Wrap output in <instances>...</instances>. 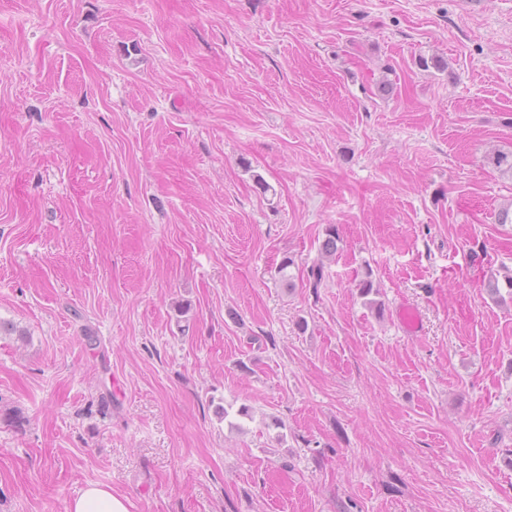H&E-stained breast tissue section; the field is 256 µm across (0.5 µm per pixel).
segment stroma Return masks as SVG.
<instances>
[{
  "label": "stroma",
  "instance_id": "1",
  "mask_svg": "<svg viewBox=\"0 0 512 512\" xmlns=\"http://www.w3.org/2000/svg\"><path fill=\"white\" fill-rule=\"evenodd\" d=\"M497 151L512 0H0V512H512ZM70 512H128L124 499L98 485L85 489L71 504Z\"/></svg>",
  "mask_w": 512,
  "mask_h": 512
}]
</instances>
